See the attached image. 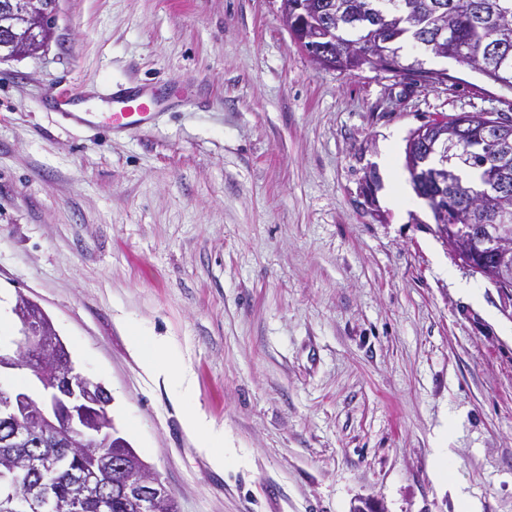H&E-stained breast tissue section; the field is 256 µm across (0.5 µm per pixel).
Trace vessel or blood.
<instances>
[{
  "instance_id": "obj_1",
  "label": "vessel or blood",
  "mask_w": 512,
  "mask_h": 512,
  "mask_svg": "<svg viewBox=\"0 0 512 512\" xmlns=\"http://www.w3.org/2000/svg\"><path fill=\"white\" fill-rule=\"evenodd\" d=\"M171 98V93L150 84L114 92L112 101L117 110L112 113L109 126L115 132L148 130L153 124L157 108ZM52 106L57 111L72 115L76 122L84 126L92 127L96 124L95 113L75 111L74 99L69 91L61 90L53 94Z\"/></svg>"
}]
</instances>
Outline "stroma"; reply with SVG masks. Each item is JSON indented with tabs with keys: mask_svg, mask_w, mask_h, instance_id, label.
<instances>
[{
	"mask_svg": "<svg viewBox=\"0 0 512 512\" xmlns=\"http://www.w3.org/2000/svg\"><path fill=\"white\" fill-rule=\"evenodd\" d=\"M424 63L449 81L321 68L280 0H60L47 48L0 64V343L38 302L178 512H512V296L437 237L404 159L433 120L512 117V92ZM131 83L191 106L112 135L47 100L106 115ZM73 95L66 90L57 91L52 95V106L60 112H64L74 118V120L87 127H95L96 112H75ZM131 343L139 352L146 373L163 380L180 399L187 400L194 394L195 385L190 373L173 358L166 343H146L140 336H133ZM185 429L196 438L198 450L217 469L224 468L228 459L224 448V427L207 418L204 412L188 408L184 414Z\"/></svg>",
	"mask_w": 512,
	"mask_h": 512,
	"instance_id": "35a3bbf8",
	"label": "stroma"
}]
</instances>
